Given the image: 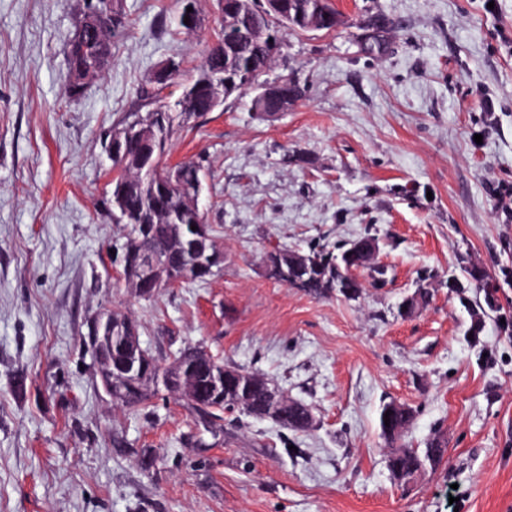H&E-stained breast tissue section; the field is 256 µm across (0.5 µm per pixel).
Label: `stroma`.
<instances>
[{"label":"stroma","instance_id":"obj_1","mask_svg":"<svg viewBox=\"0 0 512 512\" xmlns=\"http://www.w3.org/2000/svg\"><path fill=\"white\" fill-rule=\"evenodd\" d=\"M332 31L288 33L258 78L305 90L263 116L253 93L191 120L164 157H204L203 206L224 252L214 276L127 293L103 202L106 136L172 56L190 76L216 43L215 0L194 33L177 0H121L128 30L105 74L66 100L80 0H0V512H512V0H331ZM391 23L385 56L360 25ZM378 242L384 285L316 297L267 274L281 247ZM496 284L456 293L462 264ZM427 303L400 316L418 288ZM140 326L167 363L200 347L314 409L305 432L181 399L126 407L103 390L81 334L100 308ZM24 374V391L14 378ZM415 411L401 443L446 453L393 480L378 410ZM457 505H450V498ZM378 17L369 20L359 39L360 51L366 54H383L386 50V43L381 35Z\"/></svg>","mask_w":512,"mask_h":512}]
</instances>
